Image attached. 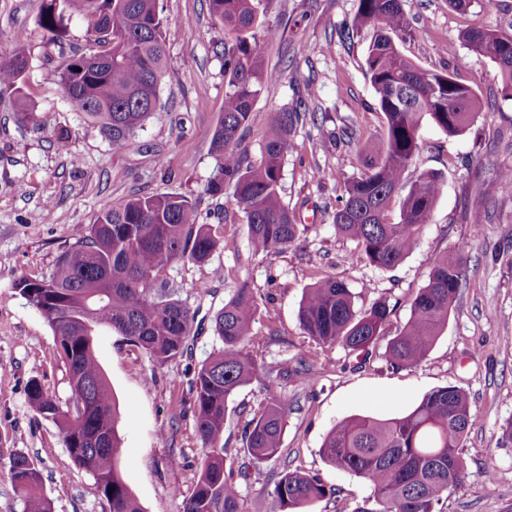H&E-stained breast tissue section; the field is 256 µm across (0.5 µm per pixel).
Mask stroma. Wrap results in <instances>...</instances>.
<instances>
[{
    "instance_id": "1",
    "label": "stroma",
    "mask_w": 512,
    "mask_h": 512,
    "mask_svg": "<svg viewBox=\"0 0 512 512\" xmlns=\"http://www.w3.org/2000/svg\"><path fill=\"white\" fill-rule=\"evenodd\" d=\"M167 70L159 108L136 134L132 150L113 148L63 96L57 68L66 55L84 51L91 36L81 15H72L62 46L47 44L37 24L42 0H0V54L15 38L29 48L23 91L42 112L44 124L19 125L13 100L0 98V512H21L6 476L11 458L26 455L43 477L53 512H104L93 475L67 464L57 426L29 403L31 381L59 403L70 397L68 371L44 316L13 288L16 280L49 276L59 256L92 222L104 200L121 202L154 191L188 194L203 222L222 225L231 248H218L205 264L175 263L163 276L194 312L182 357L154 366L148 354L124 336L100 329L94 347L112 389L122 441L119 468L142 512H183L206 449L197 436L194 375L218 345L216 312L238 284L261 294L268 323L257 315L248 345L258 365L270 368L304 360L311 380L293 378V403L282 436V457L292 467L334 487V496L309 503L303 512H353L372 496L362 478L323 459V442L336 423L352 416L394 418L407 413L434 389L464 390L477 424L462 450L468 477L449 495L443 512H512V195L501 190L499 172L512 166V101L500 96L497 65L459 40L474 25L512 26V0L485 12L482 0L467 11L448 0H402L411 31L402 53L426 70L452 62L458 79L472 86L483 115L450 137L434 125L420 130L419 150L408 179L438 171L444 187L417 247L391 269L353 260L356 244L333 224L345 182L360 175L383 118L366 75L365 35H347L360 0H259L261 20L276 28L261 40L269 68L280 73L256 100L245 144L251 162L261 159L270 113L302 105L294 130L296 147L283 163L280 195L304 224L302 249L277 256L255 254L246 218L231 193L206 194L215 161L209 148L224 109V33L215 27L208 0H159ZM68 141H58L59 131ZM332 180H321L319 170ZM470 239L469 284L455 301L448 324L424 361L411 370H388L377 359L356 367L341 345L323 347L305 336L298 313L307 288L318 280L344 281L358 310L380 298L394 311L386 329L395 336L410 318L411 300L446 250ZM209 285L200 292L198 283ZM260 384L240 388L228 403L224 445L242 457V429L264 399ZM272 459L237 477L243 512H268Z\"/></svg>"
}]
</instances>
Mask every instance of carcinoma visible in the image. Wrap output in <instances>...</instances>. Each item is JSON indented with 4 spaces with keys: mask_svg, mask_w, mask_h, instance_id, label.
<instances>
[{
    "mask_svg": "<svg viewBox=\"0 0 512 512\" xmlns=\"http://www.w3.org/2000/svg\"><path fill=\"white\" fill-rule=\"evenodd\" d=\"M210 14L224 31V113L210 144L215 160L206 192L232 191L247 219L255 253L284 252L299 238V225L279 192L283 163L293 148L292 132L301 113H269L262 160L254 165L244 146L253 105L278 75L264 64L257 32H276L259 19L256 0H209ZM83 13L93 42L67 59L58 72L69 99L112 146L132 150L136 131L156 112L167 55V19L159 0H43L38 23L47 40L62 46L72 12ZM370 35L365 67L383 115L384 129L365 170L344 185L333 223L356 242L358 254L379 268H394L417 246L429 222L443 179L435 171L407 182L419 150V132L430 122L450 137L465 131L484 112L472 86L447 69L429 71L406 58L395 37L411 26L400 0H361L352 25ZM460 43L493 61L500 93L512 100V34L475 26ZM29 55L23 41L0 54V93L14 95L22 125H40L37 109L23 93ZM398 216H392L396 196ZM219 225L200 222L189 195L152 193L123 202H103L84 236L65 250L47 278H21L14 289L47 320L69 376L71 396L61 406L38 383L29 390L31 406L59 428L69 460L91 472L108 512H142L118 469L122 442L115 398L94 349L97 328L109 327L142 348L162 367L184 353L195 313L174 297L161 272L177 262L203 264L220 246ZM460 243L441 256L427 284L411 302L408 322L387 344L382 357L394 369L417 367L428 355L449 311L468 281ZM260 312L254 288L243 282L215 315L221 346L194 377L196 432L206 448L195 488L183 512H241L233 466L227 465L224 422L228 401L240 388L258 382L267 397L244 426L250 461L279 456L291 410L279 390L299 370L283 362L262 371L247 350L251 326ZM393 309L375 301L355 308L347 284L328 277L305 292L299 321L316 344H340L367 361L376 354ZM477 415L467 395L455 386L423 396L407 414L391 419L357 416L337 423L321 448L331 466L366 480L373 495L353 512H441L440 503L462 486L467 468L461 448ZM8 474L23 512H52L33 462L15 455ZM332 494L317 476L283 461L269 492L270 512H300V507Z\"/></svg>",
    "mask_w": 512,
    "mask_h": 512,
    "instance_id": "cac0c4a2",
    "label": "carcinoma"
}]
</instances>
